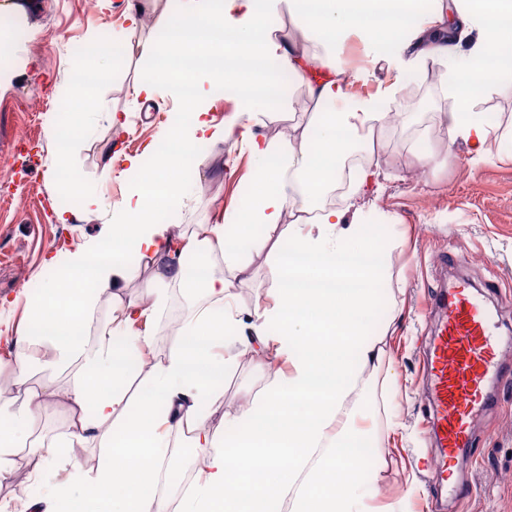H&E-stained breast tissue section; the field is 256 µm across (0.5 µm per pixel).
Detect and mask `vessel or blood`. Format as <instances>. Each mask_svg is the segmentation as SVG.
Masks as SVG:
<instances>
[{
    "label": "vessel or blood",
    "instance_id": "b4317fda",
    "mask_svg": "<svg viewBox=\"0 0 512 512\" xmlns=\"http://www.w3.org/2000/svg\"><path fill=\"white\" fill-rule=\"evenodd\" d=\"M441 316L426 356L440 455L468 447L475 412L488 402L489 383L512 386V367L500 359L505 337L468 285L452 283L434 297Z\"/></svg>",
    "mask_w": 512,
    "mask_h": 512
}]
</instances>
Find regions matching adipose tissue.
Segmentation results:
<instances>
[{"label": "adipose tissue", "instance_id": "1", "mask_svg": "<svg viewBox=\"0 0 512 512\" xmlns=\"http://www.w3.org/2000/svg\"><path fill=\"white\" fill-rule=\"evenodd\" d=\"M277 2L189 0L166 27L172 52L164 64L156 61L155 40L141 36L142 0L129 4L122 47L155 61L135 82V96L152 101L172 86L187 108L165 130L169 152L148 162L130 158L133 188L107 222L96 253H69L54 278L25 299L14 394L0 402V482L13 475L18 448L55 394L51 387L29 385L31 348H50L78 368L65 393L69 430L42 455L43 471L56 480L44 495L29 498L30 512H167L152 471L141 462L162 461L183 437L208 455L204 479L180 499L176 512H308L314 504L319 512H397L395 504H375L374 466L361 480H334L350 452L372 435L370 414L357 399L365 370L385 353L383 337L368 335L365 318L389 278L390 240L380 225L361 221V199L381 187L377 165H359L341 206L316 210L310 198L341 182L351 140L373 138L396 102L392 89L376 98L349 96V75L335 46L358 35L376 61L397 70L416 68L429 57L445 60L444 91L456 106L440 120L451 140L470 145L478 164L488 155L497 116L475 111V93L495 89L499 66L512 63V0H287L291 21L304 36L300 42L269 27ZM269 63L291 72L315 105L290 139L255 131L260 111L273 105L265 92ZM228 80L244 90L242 110L216 125L208 101ZM62 99L65 124L50 132L79 138L97 103L78 86L64 89ZM215 141L240 145L255 159L249 198L231 221L174 233L159 215L187 197L186 157ZM283 223L284 235L278 232ZM259 225L276 236L274 301L256 302L243 319L232 306L236 280L248 273L237 245L252 240ZM130 251L156 267L150 303L114 301L109 327L87 338L102 297L127 276ZM186 252L221 254L226 270L189 285ZM289 253L303 257V264L287 263ZM176 285L190 287L206 305L185 323L183 343L155 365L148 389L131 399L127 359L150 347L155 318ZM256 349L287 362L290 372L251 408L225 415L232 433L217 437L205 412L220 400L236 358ZM77 448L98 449L95 467L83 469L73 454ZM276 478L279 489L269 493Z\"/></svg>", "mask_w": 512, "mask_h": 512}]
</instances>
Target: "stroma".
<instances>
[{"instance_id":"obj_1","label":"stroma","mask_w":512,"mask_h":512,"mask_svg":"<svg viewBox=\"0 0 512 512\" xmlns=\"http://www.w3.org/2000/svg\"><path fill=\"white\" fill-rule=\"evenodd\" d=\"M128 0H0V15L10 16L20 35L0 57V375L11 374L15 340L23 326L22 292L36 293L51 279L49 256L65 260L69 251L96 243L112 211L127 193L125 172L132 156L161 145L173 113L184 107L173 88L156 100L134 96L135 81L146 70L139 55H116L92 91L98 103L88 133L59 157L49 124L62 119V89L80 69L95 68L86 50L95 37L122 33ZM336 53L348 71L362 72L347 92L377 95L396 85L397 121L387 123L382 148L374 154L383 179L378 197L363 201L367 223H385L394 247L388 254L390 278L378 307L366 318L369 335H384L385 358L366 375L360 403L373 416L378 445L371 459L380 472V499L404 500L408 512H512V389L492 388L490 402L474 425L475 441L451 462L453 481L471 484L470 497L456 498L437 473L440 451L429 421L424 353L438 324L431 303L445 283L463 280L490 305L500 332L512 336V79L483 93L475 108L498 117V137L490 157L475 165L463 142H450L439 121L454 106L442 87L447 71L430 76L427 68L396 72L373 62L366 44L350 35ZM314 105L297 81H290L273 115L258 134L288 138ZM125 115L116 129L108 113ZM436 155L424 163L420 155ZM199 164L188 165L185 205L162 215L182 231L221 224L242 206V184L250 182L249 153L229 142L198 147ZM111 162L112 175L101 167ZM78 173L83 191L102 208L75 213L60 223L57 209L71 206L63 170ZM243 250L249 276L234 290L241 311L253 308L271 286L268 248ZM276 378L259 356L238 358L224 378L223 396L209 426L223 433L224 413L252 406Z\"/></svg>"}]
</instances>
